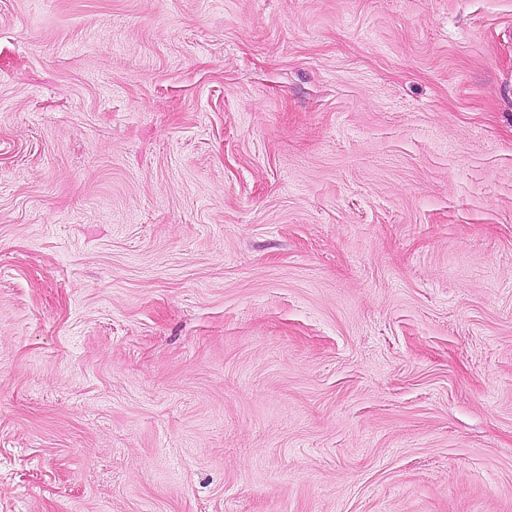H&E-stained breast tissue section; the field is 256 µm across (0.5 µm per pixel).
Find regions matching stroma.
<instances>
[{
  "instance_id": "35a3bbf8",
  "label": "stroma",
  "mask_w": 512,
  "mask_h": 512,
  "mask_svg": "<svg viewBox=\"0 0 512 512\" xmlns=\"http://www.w3.org/2000/svg\"><path fill=\"white\" fill-rule=\"evenodd\" d=\"M0 512H512V0H0Z\"/></svg>"
}]
</instances>
